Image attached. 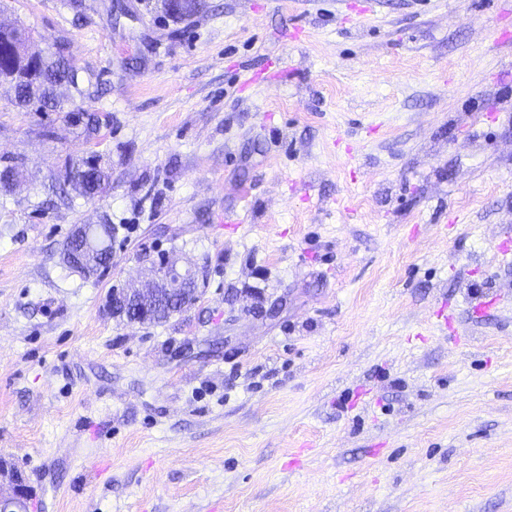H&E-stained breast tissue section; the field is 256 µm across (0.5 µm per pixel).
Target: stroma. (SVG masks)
Listing matches in <instances>:
<instances>
[{"instance_id":"obj_1","label":"stroma","mask_w":512,"mask_h":512,"mask_svg":"<svg viewBox=\"0 0 512 512\" xmlns=\"http://www.w3.org/2000/svg\"><path fill=\"white\" fill-rule=\"evenodd\" d=\"M1 24L84 89L43 113L0 85V456L29 512H512V0H0ZM92 153L110 191L60 196ZM105 220L109 269L67 267ZM161 254L198 299L113 317ZM103 224H77L75 225L70 237L69 242H78L88 245V248L92 249L91 242L102 244L106 246L107 238L103 234ZM91 241V242H90Z\"/></svg>"}]
</instances>
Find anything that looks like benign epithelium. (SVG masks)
I'll use <instances>...</instances> for the list:
<instances>
[{
	"label": "benign epithelium",
	"mask_w": 512,
	"mask_h": 512,
	"mask_svg": "<svg viewBox=\"0 0 512 512\" xmlns=\"http://www.w3.org/2000/svg\"><path fill=\"white\" fill-rule=\"evenodd\" d=\"M106 240L100 224L75 225L69 241L84 245L102 243ZM195 281L191 270L180 272L174 261L166 256L148 259L144 266V281L130 284L118 292L112 293L110 306L112 313L121 316L124 310L135 313L132 323L144 324L154 320L153 306L158 291L162 288H184ZM8 480V492H0V512H27V505L33 491L22 472L0 458V478Z\"/></svg>",
	"instance_id": "1"
}]
</instances>
